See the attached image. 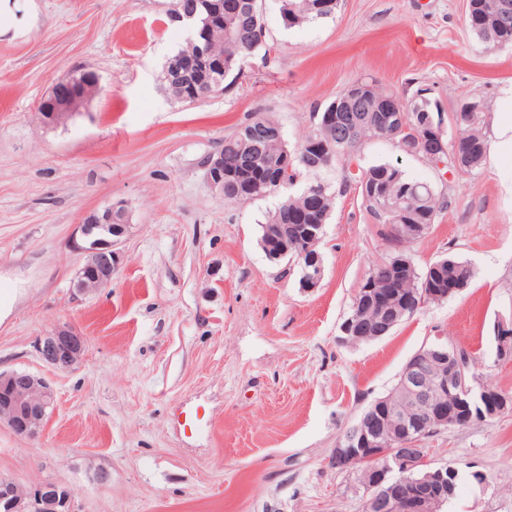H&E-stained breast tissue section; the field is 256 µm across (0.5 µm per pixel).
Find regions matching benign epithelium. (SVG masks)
I'll return each mask as SVG.
<instances>
[{
    "label": "benign epithelium",
    "mask_w": 512,
    "mask_h": 512,
    "mask_svg": "<svg viewBox=\"0 0 512 512\" xmlns=\"http://www.w3.org/2000/svg\"><path fill=\"white\" fill-rule=\"evenodd\" d=\"M224 70V56L207 50L197 51L185 58L184 68L176 71L181 82L208 68ZM75 78L69 77L55 84L50 94L38 104L41 121L53 125L63 112H73L82 98L73 93ZM369 87L364 85L352 91L337 103L342 112H359ZM206 176L211 187L224 194V155L209 156ZM128 210L119 200L102 210L88 213L77 225L75 247L85 257L76 276V291L89 294L107 287L120 261L119 246L129 234ZM306 271L301 288L309 291L318 287L322 267L318 265L322 225L310 224L304 229ZM265 253L272 262H280L289 255L288 225L269 224L265 228ZM451 294L448 288H427L421 299L402 291L386 295L376 294L367 285L360 290L357 305L373 311L375 338L389 331L385 317L389 313L402 316L427 302H442ZM497 360H512V317L500 318L494 325ZM86 350L84 336L68 327L57 328L36 341L40 361L56 371H68L82 359ZM396 392L411 404L403 414L399 404L390 396L371 405L344 431L332 460L336 467L347 463L366 465V481L361 483L366 498L365 512H438L448 497L450 475L456 469L432 463L428 449L419 447L430 427L456 423V414L464 409L468 416L484 419L498 417L512 411V399L499 393L479 388H464L458 393L452 389L448 375V344L434 343L420 350L403 368ZM54 393L45 379L26 371H0V422L19 436H33L44 426L48 409L53 405ZM391 434L395 448H384V433ZM394 461L407 475L385 488ZM0 512H75V491L65 485L43 482L28 488L16 481L0 479Z\"/></svg>",
    "instance_id": "1"
}]
</instances>
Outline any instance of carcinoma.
Masks as SVG:
<instances>
[{
  "mask_svg": "<svg viewBox=\"0 0 512 512\" xmlns=\"http://www.w3.org/2000/svg\"><path fill=\"white\" fill-rule=\"evenodd\" d=\"M197 14L194 23L196 35H201L209 25L208 0H196ZM239 11L231 33L209 43L216 54L224 55V72L213 75L223 83L232 76L240 62L256 56L267 58L270 46L267 34L261 25L254 22L253 10L257 0H237ZM314 0H280L283 10L281 22L286 29L332 16L327 11L313 8ZM472 9L467 19L472 34L485 45L512 47V0H469ZM378 98H392L403 101L409 125L384 126L381 112H338L336 123L325 122V112L317 114V123L303 142L291 151L293 156L290 169L281 166V156L288 145L282 125L275 118L256 113L238 126L237 130L224 137V201L228 203L253 200L270 196L284 189L277 185L275 178L282 177L293 187L298 177L312 175L314 180L294 193L283 196L274 210L265 219L267 224H325L329 218L335 192L331 185L320 179V174L333 166L349 164L361 147L372 138H386L396 143L400 152L409 156L430 159L433 133L423 127H414L421 113H433L431 101L424 96L402 99L395 92L372 85ZM474 112H458L455 122L460 128L456 138L460 147L470 156L469 171L480 169L487 160L488 146L479 130L473 128ZM368 182L375 186L383 198L376 201L363 199L365 210L379 223L389 225L388 240H393L397 229L403 224H425L432 227L441 212L448 208V201L438 195L424 182L408 179L403 170L391 163L372 165L357 174L347 173L340 182L338 192L358 189L359 184ZM434 268L439 280L450 285L468 287L475 277L474 268L455 256L437 259L420 269L409 251L392 250L391 254L374 264L366 280H375L378 287L389 283V287H403L404 290L420 297L427 288L429 268ZM466 386H494L483 381V376L472 366H467L460 377Z\"/></svg>",
  "mask_w": 512,
  "mask_h": 512,
  "instance_id": "obj_1",
  "label": "carcinoma"
}]
</instances>
